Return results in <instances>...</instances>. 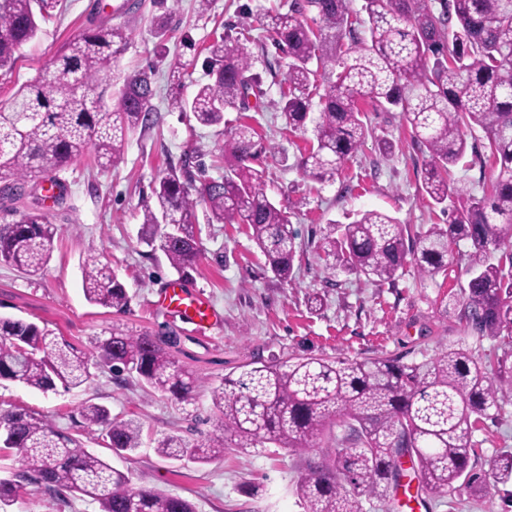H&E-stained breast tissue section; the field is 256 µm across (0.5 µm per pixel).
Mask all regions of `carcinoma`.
Listing matches in <instances>:
<instances>
[{
  "instance_id": "1",
  "label": "carcinoma",
  "mask_w": 512,
  "mask_h": 512,
  "mask_svg": "<svg viewBox=\"0 0 512 512\" xmlns=\"http://www.w3.org/2000/svg\"><path fill=\"white\" fill-rule=\"evenodd\" d=\"M57 0H0V71L11 69L20 48L35 39ZM283 0L266 12V32L288 57L280 84L282 112L294 131L313 124L314 141L300 155L303 175L326 182L364 143L368 129L360 102L400 109L412 139L426 152L423 191L448 212L406 242L407 225L376 209L349 224H328L324 252L336 266L374 282L395 280L409 266L433 279L468 245L467 290L460 320L480 337L512 341V0ZM306 13L311 21L303 20ZM129 34L103 26L75 38L47 74L25 85L9 109H0V193L22 196L27 179L64 170L92 149L103 166L124 159L127 133L156 123L151 75L123 76L118 105L106 104L105 84L115 75ZM209 81L173 107L197 123L220 127L224 112L244 109L260 90L247 48L222 38L207 47ZM319 112H312L313 107ZM485 136L494 176L482 197H462L450 178L464 158L467 133ZM266 146L241 124L224 134L217 163L224 174L189 190L190 157L170 167L142 210L140 239L162 252L179 274L200 255L196 207L209 221L246 225L270 271L290 281L297 253L288 212L267 195L253 167ZM55 227L41 214H23L0 227V262L31 274L45 270ZM86 300L105 308L127 307L128 292L98 258L83 263ZM172 336L133 335L114 328L97 341V358L125 373L147 392L194 404L201 382L173 358ZM89 358L47 326L0 317V380L42 393L68 391L90 378ZM512 393V355L481 359L462 346H446L430 358L353 360L336 365L314 356L245 365L209 388L211 410L224 441H190L166 435L158 455L209 463L229 450L280 448L302 452L331 444L311 462L294 493L303 512H363V501L390 503L403 488L400 455L410 456L418 489L452 495L459 486L486 495L512 481V452L477 466L473 434L498 411V394ZM81 417L88 431L105 427L102 440L117 455L142 444L135 419L112 417L104 404L87 402ZM0 441L18 453L20 468L0 479V512H10L31 484L49 492L79 494L100 512H196L182 497L133 490L128 479L83 443L58 432L25 409L0 413Z\"/></svg>"
}]
</instances>
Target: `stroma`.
<instances>
[{
    "mask_svg": "<svg viewBox=\"0 0 512 512\" xmlns=\"http://www.w3.org/2000/svg\"><path fill=\"white\" fill-rule=\"evenodd\" d=\"M60 0L54 17L20 50L12 69L0 73V108L9 107L18 91L45 74L66 43L101 25L122 26L131 34L119 58V70L151 72L157 116L154 126L130 133L123 162L101 167L94 152L72 161L59 174L64 190L46 198L41 179L29 180L24 198L0 197V225L25 213L45 215L56 228L47 269L31 276L0 264V315L48 326L95 356L96 342L112 327L133 334L174 336L171 353L178 364L206 385L239 374L248 362L285 361L300 355L335 363L355 359L398 357L419 361L456 341L476 355L503 356L512 344L480 338L445 312L450 299L462 298L467 277L457 267L421 280L407 268L394 283H371L331 270L321 248L328 222L347 224L369 209L383 211L418 231L444 223L439 207L422 194L425 155L413 141L399 112H383L363 104L369 134L343 173L323 184L304 177L296 167L307 137L290 131L281 111L279 84L287 71L276 52L262 54L248 44L253 70L263 78L264 94L251 99L246 112L226 111L227 128L251 124L272 150L255 163L262 170L269 197L291 220L298 256L290 283L266 269L265 259L243 225L207 220L198 206L201 258L193 271L179 277L161 252L138 239L142 209L151 200L156 179L192 155L194 180L219 177L214 157L222 136L218 128L198 124L192 114L172 105L175 97H191L207 82L205 47L220 34L252 28L265 37L267 10L279 0H211L199 13L197 0ZM167 17L168 30L157 35L155 21ZM194 59L182 84L168 76L175 59ZM97 257L125 284L129 302L124 310L102 308L86 301L80 266ZM204 292L221 313L220 324L201 332L159 303L169 284ZM91 380L68 392L44 394L20 385L0 383V412L15 408L34 411L59 432L78 438L85 448L107 460L136 489L159 490L192 501L197 512H302L292 485L307 463L320 459V449L299 454L286 450L227 453L206 465L180 464L157 455L154 441L167 434L189 439L216 436L208 396L182 405L145 393L134 381L114 376L108 368L91 366ZM108 406L113 416L133 418L143 427L142 448L118 456L103 447L97 434L85 429L79 410L85 401ZM499 411L485 419L473 439L481 458L512 451V396L501 395ZM13 512H99L97 503L52 495L28 486ZM420 512H512V483L480 496L468 488L454 495L426 498Z\"/></svg>",
    "mask_w": 512,
    "mask_h": 512,
    "instance_id": "35a3bbf8",
    "label": "stroma"
}]
</instances>
